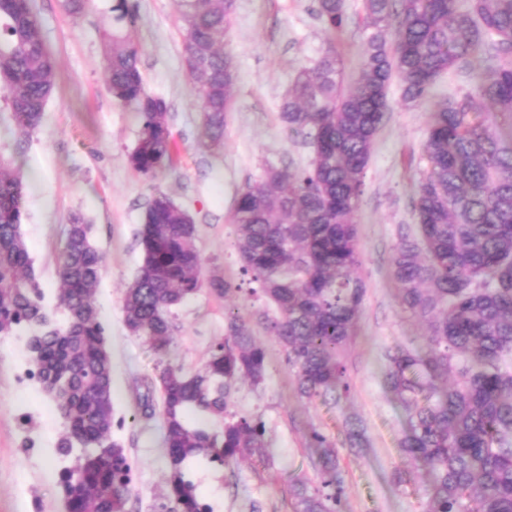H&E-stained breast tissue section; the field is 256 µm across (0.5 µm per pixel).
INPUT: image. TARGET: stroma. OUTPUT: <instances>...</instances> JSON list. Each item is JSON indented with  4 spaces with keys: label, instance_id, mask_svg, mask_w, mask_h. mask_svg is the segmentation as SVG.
Segmentation results:
<instances>
[{
    "label": "stroma",
    "instance_id": "1",
    "mask_svg": "<svg viewBox=\"0 0 512 512\" xmlns=\"http://www.w3.org/2000/svg\"><path fill=\"white\" fill-rule=\"evenodd\" d=\"M139 18L135 39L149 93L165 99L177 146L173 163L155 176L136 173L128 155L138 139L135 112L117 102L103 68L102 32L111 22L112 0H94L81 17L70 16L62 0H32L41 33L53 54L57 87L39 128L18 142L0 98V157L23 174V231L47 300H54L57 266L72 215L92 226V240L105 267L95 292L112 359V437L134 466L127 512H163L169 470L160 414L145 412L140 398L158 387V358L126 329L121 310L125 286L143 258L139 229L152 197L169 195L193 218L203 259L202 290L173 307L170 359L185 370L199 369L212 343L224 334L228 308L251 314L265 309L259 296L241 291L226 298L212 280L240 283L239 252L230 222L235 201L267 166L305 167L310 140L291 132L278 105L296 72L335 45L346 72H356L364 40L362 0H345L342 33L329 36L318 17V0H236L225 42L236 63L234 103L224 139L207 146L202 114L183 60L185 30L175 0H134ZM475 73L444 74L419 106L404 107L402 82L389 87L390 110L379 129L366 169L357 222L365 296L358 330L346 353L349 399L306 404L295 390L279 346L265 340L261 384L240 383L233 412L261 418L271 443L272 463L244 460L211 468L198 463L193 476L214 512H293L291 480L316 476L313 432L332 437L340 449L346 485L344 512H422L420 496L396 485L394 473L406 461L399 440L405 412L383 385L386 350L423 344L424 325L405 313L390 274L400 235L416 227V182L427 160L424 144L436 102L472 89ZM29 367L22 340L0 337V512H66L54 445L61 421L36 383L19 387ZM31 416L21 427L19 412ZM357 419L365 434L360 448L345 447L344 422ZM32 448H24L25 440Z\"/></svg>",
    "mask_w": 512,
    "mask_h": 512
}]
</instances>
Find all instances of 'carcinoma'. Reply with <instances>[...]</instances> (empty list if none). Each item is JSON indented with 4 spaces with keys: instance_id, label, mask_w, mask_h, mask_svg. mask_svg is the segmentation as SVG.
Here are the masks:
<instances>
[{
    "instance_id": "cac0c4a2",
    "label": "carcinoma",
    "mask_w": 512,
    "mask_h": 512,
    "mask_svg": "<svg viewBox=\"0 0 512 512\" xmlns=\"http://www.w3.org/2000/svg\"><path fill=\"white\" fill-rule=\"evenodd\" d=\"M236 0H176L183 56L203 112L204 136L224 137L237 80L224 50ZM367 35L357 72L345 75L333 45L301 68L279 105L281 121L312 135L299 169L270 167L240 193L234 226L241 273L276 313L232 312L224 336L193 373L165 360L171 309L201 291L203 261L191 216L154 195L139 231L144 257L123 291L131 335L158 356L169 469L168 512H213L189 478L192 459L229 466L270 457L265 424L230 412L238 383L260 384L266 349L252 321L280 347L300 398L348 395L344 356L356 335L365 285L357 210L374 139L389 109L394 74L402 101L421 104L437 78L462 62L480 71L473 89L431 112L418 178L417 234L403 235L390 269L400 305L427 332L417 350L386 355L385 386L406 413L399 447L424 468L396 473L421 494L423 512H512V0H363ZM104 70L113 98L140 119L130 166L153 177L173 157L165 100L145 89L138 15L112 0ZM332 35L347 22L344 0H319ZM395 30L394 43L388 33ZM56 86L29 0H0V89L24 137L41 124ZM22 175L0 159V337L24 338L29 377L54 402L64 432L55 452L67 512H125L133 467L112 438V363L93 300L104 257L91 225L68 224L55 302H46L22 232ZM319 481L291 483L295 512H342L346 488L336 443L315 431Z\"/></svg>"
}]
</instances>
